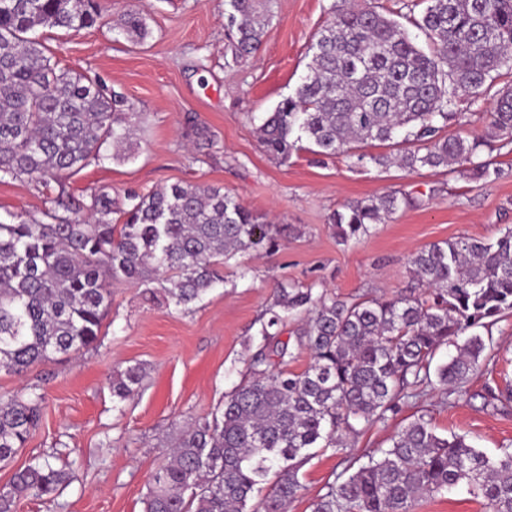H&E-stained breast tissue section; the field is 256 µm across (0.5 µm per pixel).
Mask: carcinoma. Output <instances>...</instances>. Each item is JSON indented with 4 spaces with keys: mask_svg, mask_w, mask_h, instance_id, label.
<instances>
[{
    "mask_svg": "<svg viewBox=\"0 0 512 512\" xmlns=\"http://www.w3.org/2000/svg\"><path fill=\"white\" fill-rule=\"evenodd\" d=\"M259 0H229L227 26L238 58L258 50L265 19ZM420 8L414 14V8ZM98 0H0V174L45 190L100 159L107 141L130 142L126 99L98 79L58 68L38 28L77 31L100 18ZM420 30L418 46L407 25ZM124 32L147 36L146 18L128 13ZM294 94L257 128L265 153L288 164L302 142L320 155L358 166L415 171L461 167L475 181L497 170L482 158L486 140L448 134L463 102L494 99L490 129L512 135V0H417L394 19L365 0H337L317 33ZM198 150L213 146L208 127L188 118ZM369 147L390 149L371 153ZM125 208L109 193L48 198L45 222H0V371L21 376L69 357L99 339L116 281L145 287L180 310L224 281V260L278 246L281 228L220 189L173 183L130 192ZM409 198L356 200L330 217L347 243L370 233ZM409 264L416 284L393 298L348 302L290 282L262 315L263 344L249 377L210 415L187 423L167 462L152 475L145 512H286L301 490L300 469L315 450H346V438L386 419L405 397L427 387L455 392L481 367L492 337L471 332L512 312V228L495 238L461 236L432 243ZM294 322L293 340H282ZM457 354L433 364L437 350ZM312 363L288 370L295 352ZM141 364L109 379L112 401L143 387ZM45 396L0 395V464L7 465L37 427ZM274 477L256 504L257 486ZM48 457L16 470L0 489V512L17 500L51 498L71 483ZM487 512H512V448L490 456L462 435L442 437L419 417L390 446L345 468L312 512H411L416 500L460 483Z\"/></svg>",
    "mask_w": 512,
    "mask_h": 512,
    "instance_id": "carcinoma-1",
    "label": "carcinoma"
}]
</instances>
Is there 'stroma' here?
<instances>
[{
  "label": "stroma",
  "mask_w": 512,
  "mask_h": 512,
  "mask_svg": "<svg viewBox=\"0 0 512 512\" xmlns=\"http://www.w3.org/2000/svg\"><path fill=\"white\" fill-rule=\"evenodd\" d=\"M333 0H272L260 50L233 57L228 0H100L102 16L77 32L43 29L60 68L98 76L140 112L131 157L108 156L64 179L74 197L107 191L123 203L128 191L175 182L218 187L288 232L278 248L224 265L223 284L180 311L147 300L141 287L112 286V304L96 346L33 367L25 376L0 372V395L36 386L46 396L38 426L15 459L0 467V486L35 458L56 455L77 479L54 499L25 497L14 512H144L152 473L167 461L165 443L188 421L206 417L244 380L260 338V316L278 283L317 282L342 299L390 297L409 288V259L453 237L488 238L512 228V142L490 138L483 151L499 171L488 184L459 172L352 167L343 156L301 150L288 164L271 160L255 134L260 117L293 94L312 56L315 35ZM142 10L149 34L131 41L125 14ZM207 125L209 154L188 137V117ZM397 192L401 207L370 234L340 244L330 215L348 202ZM46 193L25 178H0V221L41 215ZM249 267L241 275V267ZM494 341L465 385L464 396L425 389L402 399L385 420L349 439L345 455L318 453L299 472L301 491L288 512H311L347 464L385 448L394 433L422 417L438 434L466 436L477 449L512 447V403H485L487 387L512 385V313L489 327ZM141 364L148 371L137 396L116 404L112 372ZM412 512H484L459 485L421 499Z\"/></svg>",
  "instance_id": "1"
}]
</instances>
